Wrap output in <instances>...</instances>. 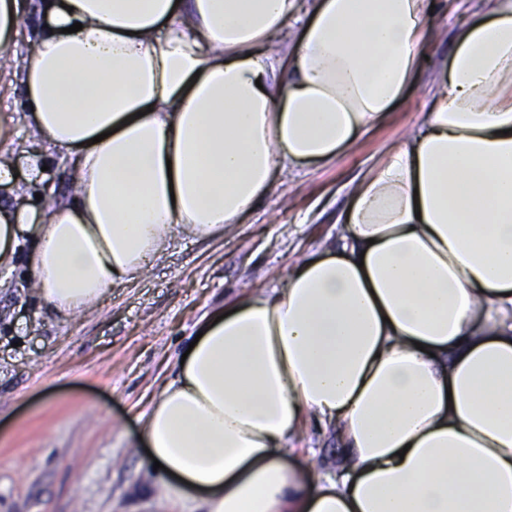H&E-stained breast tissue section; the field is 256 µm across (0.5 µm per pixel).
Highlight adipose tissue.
<instances>
[{
	"label": "adipose tissue",
	"instance_id": "obj_1",
	"mask_svg": "<svg viewBox=\"0 0 512 512\" xmlns=\"http://www.w3.org/2000/svg\"><path fill=\"white\" fill-rule=\"evenodd\" d=\"M27 10L26 120L72 189L42 224L0 203V271L33 235L62 319L351 147L436 35L428 0H0V48ZM445 69L336 242L206 319L155 392L143 438L185 512H512V0H482ZM309 414L339 462L307 478L286 457Z\"/></svg>",
	"mask_w": 512,
	"mask_h": 512
}]
</instances>
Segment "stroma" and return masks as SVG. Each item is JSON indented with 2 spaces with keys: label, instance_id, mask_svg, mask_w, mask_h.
Here are the masks:
<instances>
[{
  "label": "stroma",
  "instance_id": "stroma-1",
  "mask_svg": "<svg viewBox=\"0 0 512 512\" xmlns=\"http://www.w3.org/2000/svg\"><path fill=\"white\" fill-rule=\"evenodd\" d=\"M437 14L440 39L390 115L335 160L280 171L278 187L241 224L210 238L176 237L146 278L113 288L97 309L70 320L27 286L25 252L0 280V512H181L141 444V422L175 356L208 313L244 292L271 290L280 272L338 235L347 184L377 167L430 110L429 89L474 0ZM0 67V153L34 138L23 114L25 47ZM41 179H19L27 197L63 196L70 168L51 150ZM287 464L334 468L335 431L306 418Z\"/></svg>",
  "mask_w": 512,
  "mask_h": 512
}]
</instances>
